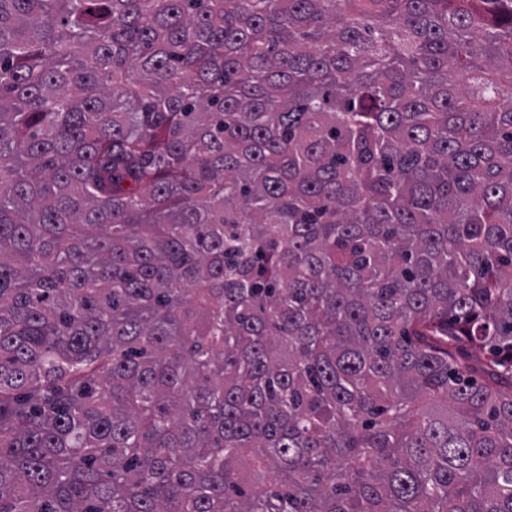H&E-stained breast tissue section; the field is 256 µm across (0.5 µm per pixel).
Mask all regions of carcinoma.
Here are the masks:
<instances>
[{
  "instance_id": "obj_1",
  "label": "carcinoma",
  "mask_w": 512,
  "mask_h": 512,
  "mask_svg": "<svg viewBox=\"0 0 512 512\" xmlns=\"http://www.w3.org/2000/svg\"><path fill=\"white\" fill-rule=\"evenodd\" d=\"M0 512H512V0H0Z\"/></svg>"
}]
</instances>
